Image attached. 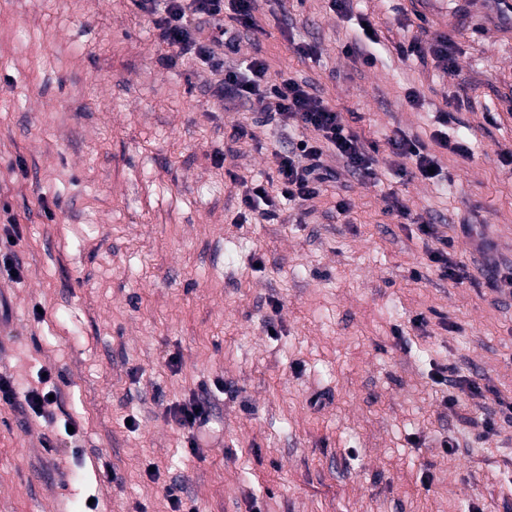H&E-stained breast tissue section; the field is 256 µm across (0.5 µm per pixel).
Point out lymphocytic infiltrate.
Returning <instances> with one entry per match:
<instances>
[{"label": "lymphocytic infiltrate", "instance_id": "lymphocytic-infiltrate-1", "mask_svg": "<svg viewBox=\"0 0 512 512\" xmlns=\"http://www.w3.org/2000/svg\"><path fill=\"white\" fill-rule=\"evenodd\" d=\"M137 7L150 16L159 40L173 47V55L164 63L169 67L191 60L217 76L219 99L229 103L259 97L266 102L264 124L288 126L296 123L307 134L291 149L274 155L278 179L273 183H252L241 199L245 209L262 220H277L282 202L304 204L320 197L336 172L325 162L327 152H334L346 169L359 181L375 180V144L365 143L344 122L341 112L310 93L308 83L288 77L272 79L267 62L260 57L237 59L241 31L256 28L259 0H136ZM391 154L409 159L421 177L443 179V168L436 155L417 139L399 134L388 141ZM418 231L434 247L429 253L440 278L455 284L467 280L461 262L453 259V240L431 221L417 224ZM42 388L19 390L12 378L0 375V403L11 409L53 419L61 401L59 389L50 377H43ZM175 423L190 435L191 449H198L210 435L211 403L194 397L171 407Z\"/></svg>", "mask_w": 512, "mask_h": 512}]
</instances>
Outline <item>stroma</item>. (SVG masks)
I'll return each instance as SVG.
<instances>
[{
	"instance_id": "stroma-1",
	"label": "stroma",
	"mask_w": 512,
	"mask_h": 512,
	"mask_svg": "<svg viewBox=\"0 0 512 512\" xmlns=\"http://www.w3.org/2000/svg\"><path fill=\"white\" fill-rule=\"evenodd\" d=\"M363 16L369 65L345 52ZM257 18L240 57L308 81L378 144L376 181L337 167L314 215L275 224L232 178H274L300 129L231 143L263 102L221 103L209 72L165 66L134 0H0V226L18 218L23 266L0 276V374L34 387L48 368L63 392L49 424L0 404V512H169L173 484L198 512H512V426L479 438L482 399L447 406L432 377L449 363L512 400V297L458 232L483 222L512 264V20L489 0H262ZM437 36L457 74L397 50ZM437 112L472 149H436L441 184L387 146L431 143ZM391 193L412 223L386 213ZM432 216L476 284L431 267L415 222ZM196 396L224 436L194 451L168 410Z\"/></svg>"
}]
</instances>
